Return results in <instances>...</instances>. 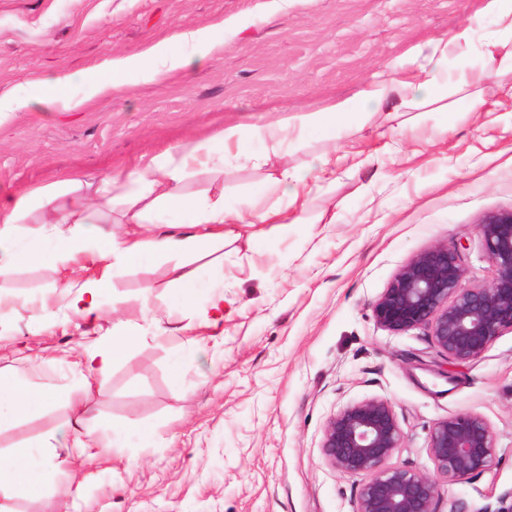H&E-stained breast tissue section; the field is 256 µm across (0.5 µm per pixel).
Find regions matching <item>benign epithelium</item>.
Listing matches in <instances>:
<instances>
[{"mask_svg": "<svg viewBox=\"0 0 512 512\" xmlns=\"http://www.w3.org/2000/svg\"><path fill=\"white\" fill-rule=\"evenodd\" d=\"M478 234L496 269L490 284L468 283L457 251L431 245L412 255L378 297L377 322L392 333L423 327L434 347L457 362L480 357L501 330L512 329V210L486 216ZM402 440L399 417L386 399L351 403L326 421V462L363 477L355 512H436L433 478L391 463ZM428 448L440 475L474 476L491 463L493 432L478 415L456 414L435 424Z\"/></svg>", "mask_w": 512, "mask_h": 512, "instance_id": "benign-epithelium-1", "label": "benign epithelium"}]
</instances>
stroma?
<instances>
[{"label":"stroma","mask_w":512,"mask_h":512,"mask_svg":"<svg viewBox=\"0 0 512 512\" xmlns=\"http://www.w3.org/2000/svg\"><path fill=\"white\" fill-rule=\"evenodd\" d=\"M484 0H0V97L23 107L0 114V194L79 173L86 182L133 168L216 127L275 121L279 108H321L363 89L392 64L408 79L409 50L472 29L466 57L479 67L495 26ZM182 30L220 41L199 65L161 83L133 75L109 94L71 89L84 108L61 112L34 86L59 72L99 69ZM336 158L320 191L288 209L284 224H236L223 243L192 259L202 277L224 270V333L198 312L163 320L156 336L137 310L144 283L152 307L167 286L163 263L132 269L105 291L101 319L40 322L42 303L61 305L64 266L31 264L0 277V368L23 370L54 389L42 411L0 430V452L28 450L58 472L36 500L14 512H354L361 477L341 474L322 454L327 419L366 398L387 399L404 438L396 464L435 476L437 512L497 506L512 492V330L484 354L457 362L423 329L394 334L373 305L417 251L458 249L467 278L490 283L494 268L478 227L512 210V97H489L471 112L461 96L422 110L374 116L349 138H310L271 149L244 134L223 166L190 176L184 190H224L237 208L263 198L283 168L317 155ZM140 341L90 385L72 364L119 319ZM189 350L185 377L168 364ZM87 422L138 423L146 443L72 460L41 448L71 425L73 399ZM483 417L494 434L482 475L436 476L428 451L434 425L453 414Z\"/></svg>","instance_id":"obj_1"}]
</instances>
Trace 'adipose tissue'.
<instances>
[{
  "instance_id": "obj_1",
  "label": "adipose tissue",
  "mask_w": 512,
  "mask_h": 512,
  "mask_svg": "<svg viewBox=\"0 0 512 512\" xmlns=\"http://www.w3.org/2000/svg\"><path fill=\"white\" fill-rule=\"evenodd\" d=\"M485 11L495 20L496 35L485 45L480 69L461 72L452 86H443L439 77L448 67L449 53L468 45L470 28L466 25L460 26L450 38L411 48L410 57L424 61L412 79L377 77L358 93L320 109L282 108L275 123L260 126L261 135L275 147L293 133L301 138L348 136L355 130L351 117H370L385 111L395 96L402 105L418 108L442 101L448 93L464 91L468 94L470 111H483L487 93L501 91L502 75L512 73V0H485ZM210 43L205 31H184L140 55L112 60L103 69L58 73L40 82L37 94L60 110L75 111L81 103L68 93L75 82L94 83L99 93L108 94L125 86L136 72L148 80H157L193 64V57L181 52V45L205 47ZM240 133V127H224L207 138L187 143L178 152L153 155L130 172L104 179L93 198L80 194L81 179L76 174L18 197L0 195V276L32 262L79 267L89 263L100 265L99 275L87 278L77 290L69 292L66 305L67 312L91 319L98 315L101 293L113 287L116 279L136 266L162 260L167 264L166 276L171 287L169 310H180L204 297L208 300L204 320L207 325L218 326L224 320V296L208 291L197 269L191 268L189 257L209 244L222 242L225 225L277 224L283 215L280 204L263 206L254 202L244 209L228 210L224 207L223 194L195 199L184 193L183 184L192 168L209 164L216 151L239 149ZM335 169V158L320 155L307 165L283 170L273 185L282 200L294 199L300 188L314 183L316 174ZM34 207L41 211L45 229L19 239L16 226L23 223ZM116 209L121 212L122 230H104L108 212ZM159 211L186 216L184 232L174 234L152 229L153 216ZM133 341L127 329L116 328L106 343L84 347L76 365L80 380L86 383L108 372ZM51 397L48 388L33 385L18 371H0V428L36 412ZM131 435L146 438L150 431L139 425L99 422L87 429L58 430L52 440L56 447L70 449L72 456L81 458L91 448L106 453L124 447ZM54 477L50 466L33 467L27 452L7 458L0 456V512H12L8 501L13 495H37Z\"/></svg>"
}]
</instances>
